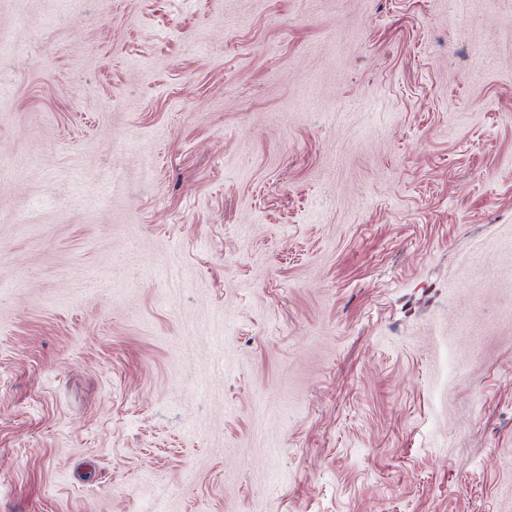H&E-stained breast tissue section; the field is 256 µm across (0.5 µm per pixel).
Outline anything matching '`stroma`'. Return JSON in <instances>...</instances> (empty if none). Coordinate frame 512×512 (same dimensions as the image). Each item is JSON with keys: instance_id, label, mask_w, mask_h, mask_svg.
Listing matches in <instances>:
<instances>
[{"instance_id": "stroma-1", "label": "stroma", "mask_w": 512, "mask_h": 512, "mask_svg": "<svg viewBox=\"0 0 512 512\" xmlns=\"http://www.w3.org/2000/svg\"><path fill=\"white\" fill-rule=\"evenodd\" d=\"M0 512H512V0H0Z\"/></svg>"}]
</instances>
